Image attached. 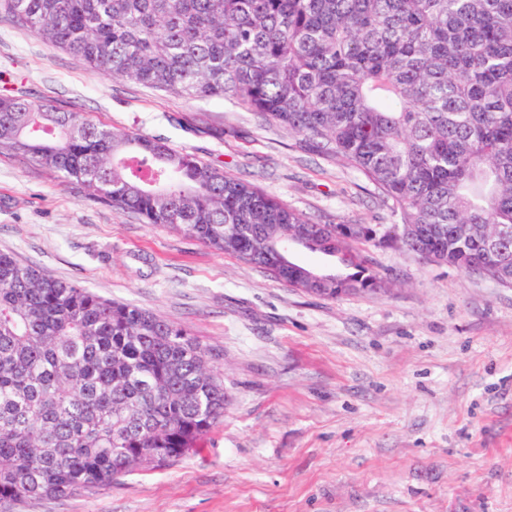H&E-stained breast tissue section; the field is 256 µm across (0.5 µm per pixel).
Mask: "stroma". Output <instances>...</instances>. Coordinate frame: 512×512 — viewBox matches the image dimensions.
Returning a JSON list of instances; mask_svg holds the SVG:
<instances>
[{
  "label": "stroma",
  "mask_w": 512,
  "mask_h": 512,
  "mask_svg": "<svg viewBox=\"0 0 512 512\" xmlns=\"http://www.w3.org/2000/svg\"><path fill=\"white\" fill-rule=\"evenodd\" d=\"M0 95L163 139L315 224L396 222L300 136L224 97L101 74L1 7ZM0 252L186 328L229 397L195 452L22 512H512V286L370 244L388 292L301 293L7 153Z\"/></svg>",
  "instance_id": "1"
}]
</instances>
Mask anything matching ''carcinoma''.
Listing matches in <instances>:
<instances>
[{
    "instance_id": "cac0c4a2",
    "label": "carcinoma",
    "mask_w": 512,
    "mask_h": 512,
    "mask_svg": "<svg viewBox=\"0 0 512 512\" xmlns=\"http://www.w3.org/2000/svg\"><path fill=\"white\" fill-rule=\"evenodd\" d=\"M93 70L225 97L393 203L404 247L512 286V0H4ZM0 150L330 299L388 288L335 224L223 168L42 100L0 97ZM342 273L292 261L290 245ZM227 395L184 328L0 252V512L174 461Z\"/></svg>"
}]
</instances>
